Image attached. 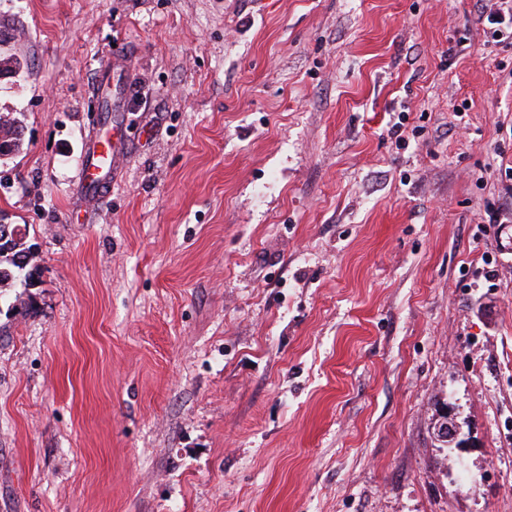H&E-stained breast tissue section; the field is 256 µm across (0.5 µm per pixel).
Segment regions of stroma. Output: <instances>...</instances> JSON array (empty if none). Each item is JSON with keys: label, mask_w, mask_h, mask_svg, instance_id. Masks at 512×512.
<instances>
[{"label": "stroma", "mask_w": 512, "mask_h": 512, "mask_svg": "<svg viewBox=\"0 0 512 512\" xmlns=\"http://www.w3.org/2000/svg\"><path fill=\"white\" fill-rule=\"evenodd\" d=\"M478 7L0 0V221L39 270L0 292V512H512V44ZM130 96V86L122 80L117 84L115 96H111L99 108L100 126L111 127L112 138L91 139L86 147L80 165L79 186L89 200H96L106 193L122 164L124 141H120L121 125L117 120H112V112H122L121 103L130 99ZM106 112H111L110 116ZM22 126L20 121L15 117L0 116V157L1 149L3 146H9L7 142H14L16 149L15 153L19 152L22 148V143L18 144L17 141H23L22 139ZM3 141V142H1Z\"/></svg>", "instance_id": "35a3bbf8"}]
</instances>
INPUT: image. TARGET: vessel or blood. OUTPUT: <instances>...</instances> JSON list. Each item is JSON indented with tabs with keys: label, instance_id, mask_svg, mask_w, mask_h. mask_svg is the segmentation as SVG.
<instances>
[{
	"label": "vessel or blood",
	"instance_id": "1",
	"mask_svg": "<svg viewBox=\"0 0 512 512\" xmlns=\"http://www.w3.org/2000/svg\"><path fill=\"white\" fill-rule=\"evenodd\" d=\"M131 96L127 82H120L114 97L100 107L101 126L111 128L107 138L90 140L80 165L79 185L84 195L91 200L100 198L111 187L123 161L122 143L119 139L121 125L111 115L120 111L122 101Z\"/></svg>",
	"mask_w": 512,
	"mask_h": 512
}]
</instances>
